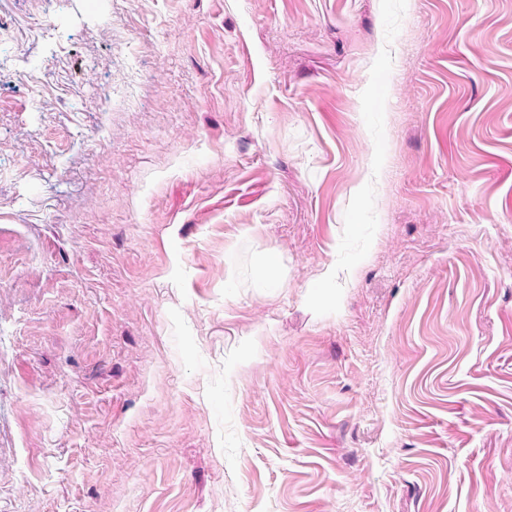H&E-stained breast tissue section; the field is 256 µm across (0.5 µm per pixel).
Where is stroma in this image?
<instances>
[{
	"label": "stroma",
	"mask_w": 512,
	"mask_h": 512,
	"mask_svg": "<svg viewBox=\"0 0 512 512\" xmlns=\"http://www.w3.org/2000/svg\"><path fill=\"white\" fill-rule=\"evenodd\" d=\"M0 13V512H512V0Z\"/></svg>",
	"instance_id": "obj_1"
}]
</instances>
